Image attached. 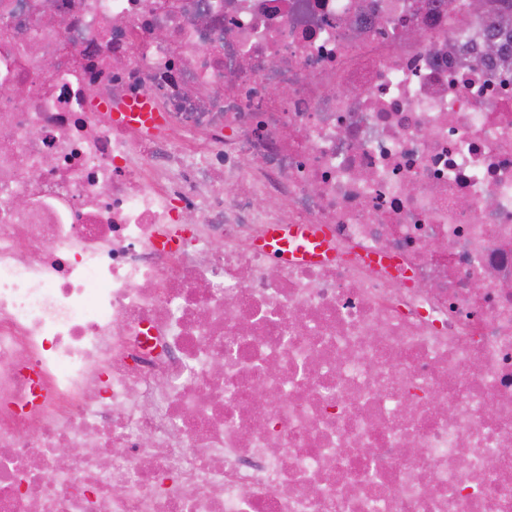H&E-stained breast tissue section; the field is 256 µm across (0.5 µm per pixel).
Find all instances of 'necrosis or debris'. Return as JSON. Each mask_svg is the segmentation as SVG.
I'll use <instances>...</instances> for the list:
<instances>
[{
  "label": "necrosis or debris",
  "instance_id": "necrosis-or-debris-1",
  "mask_svg": "<svg viewBox=\"0 0 512 512\" xmlns=\"http://www.w3.org/2000/svg\"><path fill=\"white\" fill-rule=\"evenodd\" d=\"M492 37L472 0H0V512H512ZM265 246L280 259L312 260L334 256L329 250V232L325 227L297 225L286 236L275 225L268 232Z\"/></svg>",
  "mask_w": 512,
  "mask_h": 512
}]
</instances>
